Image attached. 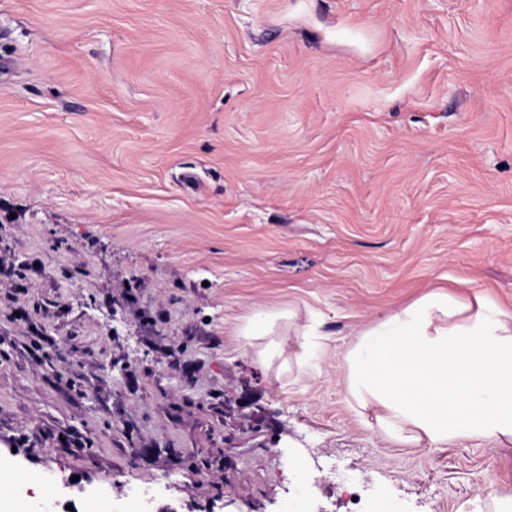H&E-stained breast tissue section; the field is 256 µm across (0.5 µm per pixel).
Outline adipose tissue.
<instances>
[{"label":"adipose tissue","instance_id":"1","mask_svg":"<svg viewBox=\"0 0 512 512\" xmlns=\"http://www.w3.org/2000/svg\"><path fill=\"white\" fill-rule=\"evenodd\" d=\"M347 390L398 446L512 444V312L434 290L359 332Z\"/></svg>","mask_w":512,"mask_h":512}]
</instances>
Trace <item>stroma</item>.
Here are the masks:
<instances>
[{"mask_svg": "<svg viewBox=\"0 0 512 512\" xmlns=\"http://www.w3.org/2000/svg\"><path fill=\"white\" fill-rule=\"evenodd\" d=\"M438 288L512 311V0H0V471L45 502L512 499V444L351 404L355 334ZM289 308L265 365L237 326Z\"/></svg>", "mask_w": 512, "mask_h": 512, "instance_id": "1", "label": "stroma"}]
</instances>
